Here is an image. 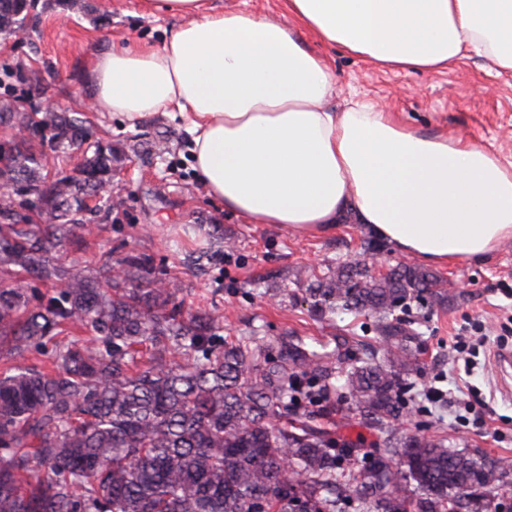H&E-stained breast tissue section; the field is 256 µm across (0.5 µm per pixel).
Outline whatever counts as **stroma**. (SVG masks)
Returning a JSON list of instances; mask_svg holds the SVG:
<instances>
[{
  "label": "stroma",
  "instance_id": "1",
  "mask_svg": "<svg viewBox=\"0 0 512 512\" xmlns=\"http://www.w3.org/2000/svg\"><path fill=\"white\" fill-rule=\"evenodd\" d=\"M84 11L68 9L59 0L39 14L29 37L0 39V101L30 92L48 97L67 112H79L90 122L95 139L123 149L124 166L114 179L124 187L125 205L118 220L97 227L87 246L55 249L61 264L79 261L98 269L108 257L145 250L162 260L184 283L186 305L215 306L224 321V341L238 344L249 336L268 341L293 338L316 350H333L341 334L373 337L369 317L335 322L320 319L303 289L292 279L300 273H323L327 266L363 258L370 234L353 218L335 230L298 233L272 224H252L225 212L210 198L190 166L191 136L180 117L159 112L130 124L93 108L86 84L94 56L112 44L162 45L180 21L175 17L142 15L139 0H83ZM109 24H101V16ZM302 39L320 50L336 76L332 106L367 99L395 112L422 133H446L480 145L512 160V75L489 73L474 57L438 72H391L340 49L319 48L310 34ZM166 139L167 153L146 155L148 143ZM208 257L186 268L184 257L199 252ZM449 284L448 300L434 307L421 326L418 388L442 389L448 402L426 415L413 414L399 422L412 430L430 422L431 432L482 449L490 458L512 465V395L498 386L492 354L512 348V335L499 337L496 327L512 316V239L488 259L437 268ZM481 321L486 340L471 337L468 356L456 354L453 338L465 319ZM473 390L480 420L461 423L460 391Z\"/></svg>",
  "mask_w": 512,
  "mask_h": 512
}]
</instances>
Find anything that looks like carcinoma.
<instances>
[{"mask_svg":"<svg viewBox=\"0 0 512 512\" xmlns=\"http://www.w3.org/2000/svg\"><path fill=\"white\" fill-rule=\"evenodd\" d=\"M35 9L0 0V36L29 35ZM0 124L27 132L0 141V356L86 333L56 345L47 371L0 372V512H459L465 498L469 512H512L511 468L390 427L414 408L422 366L410 313L445 302L437 275L402 264L377 278L351 260L304 280L318 316L375 319L384 365L357 336L336 337L334 355L256 337L227 346L217 309L184 307L182 281L154 255L108 258L94 274L53 256L86 245L88 215L125 203L112 183L123 157L91 140L88 119L5 103ZM81 147L73 174L48 180L46 160L60 166ZM16 197L44 223L17 212ZM330 407L357 412L382 441L366 452L337 442L316 423ZM301 408L299 425L278 423Z\"/></svg>","mask_w":512,"mask_h":512,"instance_id":"1","label":"carcinoma"}]
</instances>
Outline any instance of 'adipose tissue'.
<instances>
[{
    "label": "adipose tissue",
    "mask_w": 512,
    "mask_h": 512,
    "mask_svg": "<svg viewBox=\"0 0 512 512\" xmlns=\"http://www.w3.org/2000/svg\"><path fill=\"white\" fill-rule=\"evenodd\" d=\"M140 8L183 23L162 46L117 43L94 57V105L130 123L178 110L194 174L225 211L324 233L351 210L433 266L487 259L512 238V162L369 100L332 109L336 77L300 39L396 72L477 55L512 74V0H288V24L210 0Z\"/></svg>",
    "instance_id": "obj_1"
}]
</instances>
